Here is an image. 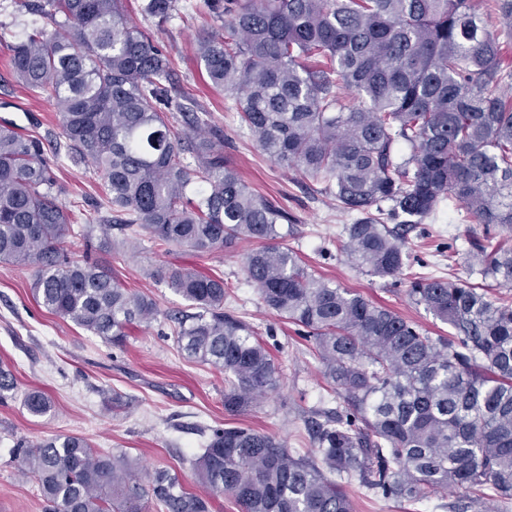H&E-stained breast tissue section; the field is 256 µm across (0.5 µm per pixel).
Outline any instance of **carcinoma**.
Wrapping results in <instances>:
<instances>
[{
	"instance_id": "cac0c4a2",
	"label": "carcinoma",
	"mask_w": 512,
	"mask_h": 512,
	"mask_svg": "<svg viewBox=\"0 0 512 512\" xmlns=\"http://www.w3.org/2000/svg\"><path fill=\"white\" fill-rule=\"evenodd\" d=\"M45 24L11 46L17 81L55 103L79 160L124 213L130 250L144 231L210 253L238 240L264 305L303 328L343 397L316 424V455H293L250 426L211 430L194 460L209 493L240 512H353L345 482L398 502L459 491L460 512L512 500V0H207L220 30L198 36L211 85L234 100L256 147L293 173L322 179L355 214L342 250L366 273L406 276L413 303L448 325L428 335L403 316L333 286L284 244L287 211L252 190L224 158V133L172 105L171 60L122 0H24ZM176 0H147L167 19ZM181 114L177 126L172 111ZM405 143L403 156L397 145ZM42 139L0 124V263L34 268L38 304L107 344L154 321L148 296L98 260H74L69 211ZM484 225L465 253L479 283L409 272L389 223L419 224L445 202ZM197 312L177 320L179 348L224 372V410L240 414L276 389L278 368L252 326L224 311L221 277L156 272ZM33 416L51 409L24 395ZM49 512H209L164 468L138 470L78 435L17 449Z\"/></svg>"
}]
</instances>
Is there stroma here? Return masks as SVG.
I'll return each mask as SVG.
<instances>
[{
    "instance_id": "35a3bbf8",
    "label": "stroma",
    "mask_w": 512,
    "mask_h": 512,
    "mask_svg": "<svg viewBox=\"0 0 512 512\" xmlns=\"http://www.w3.org/2000/svg\"><path fill=\"white\" fill-rule=\"evenodd\" d=\"M142 3L125 0V12L167 48L173 61V101L191 92L190 109L207 113L209 124L223 130L230 165L246 184L293 217L287 245L333 285L394 310L431 335H447V326L411 301L408 281L375 277L353 264L339 248L351 215L337 209L322 181H294L287 169L261 153L230 111L229 99L208 84L195 59L197 36L212 26L206 0H177L174 16L162 24L142 14ZM42 23L19 0H0V123L56 145L50 161L63 189L60 201L72 214L76 233L70 251L78 260L85 252L84 227L93 226L98 238L106 222L117 238L120 220L100 174L90 163L73 159L55 105L19 85L11 69V45L24 30ZM482 234V225L460 221L453 211L427 218L407 235L412 272L469 279L463 254L469 238ZM250 248V242L241 241L231 249L199 255L158 244L143 233L136 250L102 253L124 287L149 295L159 309L155 321L134 326L120 347L39 306L31 290L32 269L0 263V365L11 368L17 381L15 391L0 400V512H45L35 479L18 468L15 455L18 444L32 446L61 434L80 435L94 448L127 454L143 468H168L193 493L202 490L193 466L206 444L202 427L245 424L289 450L311 453L312 426L335 416L342 401L327 383L312 343L298 334L296 325L265 307L257 288L247 282L243 255ZM172 264L223 277L230 292L225 310L255 328L279 367L277 389L243 415L224 410L223 372L188 359L177 345L170 316L188 310L189 304L155 275ZM31 389L50 398L46 415L34 416L24 408L23 395ZM349 493L354 512H459L458 497L450 489L415 503L387 500L355 485Z\"/></svg>"
}]
</instances>
